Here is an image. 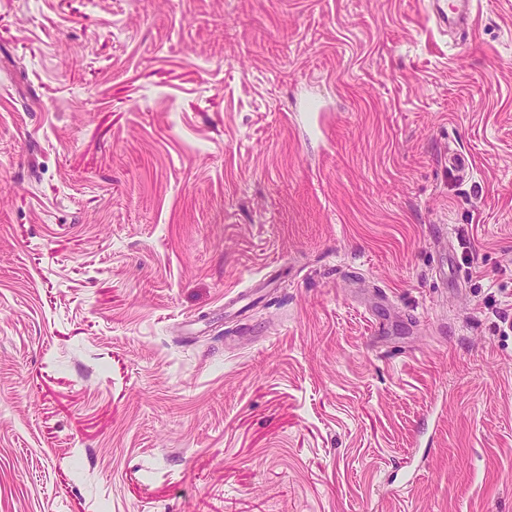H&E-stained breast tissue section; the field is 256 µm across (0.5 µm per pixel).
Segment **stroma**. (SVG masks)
I'll use <instances>...</instances> for the list:
<instances>
[{
    "label": "stroma",
    "mask_w": 512,
    "mask_h": 512,
    "mask_svg": "<svg viewBox=\"0 0 512 512\" xmlns=\"http://www.w3.org/2000/svg\"><path fill=\"white\" fill-rule=\"evenodd\" d=\"M506 317L512 0H0V512H512ZM473 8L474 1L472 0H435L431 2L435 22L443 31H447L451 26L467 25Z\"/></svg>",
    "instance_id": "obj_1"
}]
</instances>
